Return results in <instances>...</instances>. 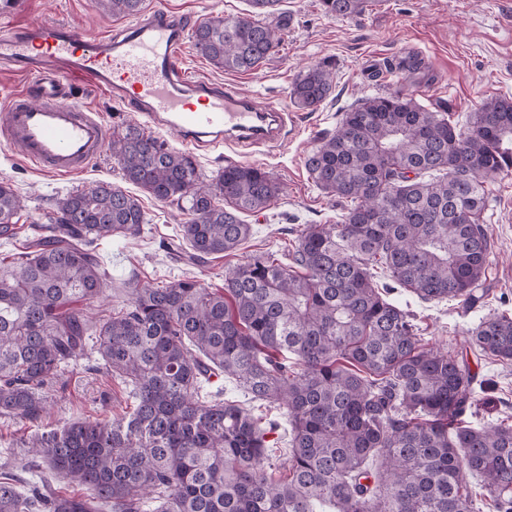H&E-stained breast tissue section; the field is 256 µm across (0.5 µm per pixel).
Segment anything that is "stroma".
<instances>
[{
    "mask_svg": "<svg viewBox=\"0 0 512 512\" xmlns=\"http://www.w3.org/2000/svg\"><path fill=\"white\" fill-rule=\"evenodd\" d=\"M163 8L185 19L187 27L214 17L246 15L248 0H145V12ZM281 13L289 20L276 50L255 70L225 72L214 68L184 39L178 65L187 74L228 84L246 95L294 113L296 125L279 145L241 150L223 145L194 155L203 177L215 176L227 163L262 168L278 179L280 196L266 209L245 215L253 236L237 251L209 259L201 265L170 259L166 245L179 233L182 214L177 206L158 202L148 194L140 200L147 222L139 235L100 240L98 252L110 286L105 309L121 307L135 282L165 285L185 277L207 287L224 283V273L252 255L271 251L284 256L294 231L307 224H334L346 211L345 203L327 197L309 177L307 154L322 133L334 130L342 112L361 99L400 91L428 108L448 104L452 118L465 123L483 98L512 97V0H369L362 15L331 17L319 0H282ZM53 19L96 34L132 25L129 17L103 14L96 0H0V30L33 20ZM420 61L415 71L403 68L404 58ZM327 61L336 72L332 95L315 111L296 108L291 91L297 75L308 66ZM77 102L92 107L108 131H122L140 119L104 92L74 89ZM122 184V173L110 152L81 173L57 178L20 162L16 151L0 144V181L11 182L24 196L25 209L17 221V234L0 239V260L13 261L27 251L38 224L44 223L52 201L93 180ZM485 214L494 242L483 305L465 309L454 301L425 303L412 293L397 290L392 298L415 317L423 343L447 349L465 348L468 332L482 317L512 310V171L490 185ZM470 366L481 384L484 404L471 409L467 421L479 425L512 416V363L469 355ZM96 357L64 367L38 427L0 417V465L23 464L21 447L34 431H48L65 421L109 419L130 410L131 401L120 387L96 374ZM224 396L249 408L264 421H274L269 463L273 470L288 464L286 442L290 426L285 410L253 402L234 381L223 380Z\"/></svg>",
    "mask_w": 512,
    "mask_h": 512,
    "instance_id": "35a3bbf8",
    "label": "stroma"
}]
</instances>
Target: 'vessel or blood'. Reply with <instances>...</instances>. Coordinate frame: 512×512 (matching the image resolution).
Here are the masks:
<instances>
[{"instance_id":"1","label":"vessel or blood","mask_w":512,"mask_h":512,"mask_svg":"<svg viewBox=\"0 0 512 512\" xmlns=\"http://www.w3.org/2000/svg\"><path fill=\"white\" fill-rule=\"evenodd\" d=\"M186 26L156 11L119 35H90L59 22L32 21L0 33V61L35 77L0 110V137L42 173L82 172L102 155L107 128L71 88L86 79L149 124L194 148L280 141L287 115L267 103L177 67Z\"/></svg>"}]
</instances>
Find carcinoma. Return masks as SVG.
<instances>
[{
    "label": "carcinoma",
    "instance_id": "1",
    "mask_svg": "<svg viewBox=\"0 0 512 512\" xmlns=\"http://www.w3.org/2000/svg\"><path fill=\"white\" fill-rule=\"evenodd\" d=\"M247 17H216L192 32L195 50L228 72L271 55L286 25L266 23L280 0H249ZM368 0H320L325 14L357 16ZM114 17L143 0H97ZM331 64L296 78V106L332 94ZM402 93L374 95L343 113L306 158L323 193L351 203L339 224H310L289 262L257 253L224 274L137 284L125 306L90 315L106 272L97 242L136 236L140 200L105 180L56 198L35 250L0 262V416L36 423L60 368L98 354L96 370L129 389L133 409L113 420L66 422L24 444L56 484L18 490L0 466V512H477L478 476L493 512H512V424L460 417L476 405L467 360L422 343L413 315L388 298L473 307L491 262L487 185L512 170V98L491 97L468 130ZM123 179L186 215L170 253L203 262L240 248V214L268 207L281 188L255 166L230 164L204 181L194 158L136 126L112 134ZM24 200L0 182V237ZM386 271L379 285L374 268ZM468 348L512 361V313L469 330ZM286 409L288 471L265 470L269 428L220 399L212 378ZM216 390H210V387ZM90 488L94 497L79 490Z\"/></svg>",
    "mask_w": 512,
    "mask_h": 512
}]
</instances>
